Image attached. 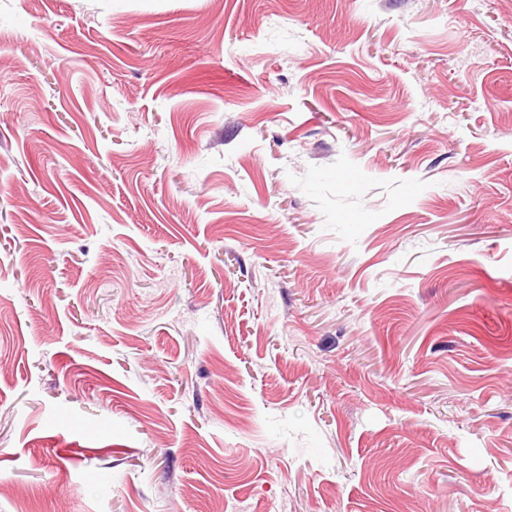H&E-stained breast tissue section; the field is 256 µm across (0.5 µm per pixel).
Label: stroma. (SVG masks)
<instances>
[{
    "label": "stroma",
    "mask_w": 512,
    "mask_h": 512,
    "mask_svg": "<svg viewBox=\"0 0 512 512\" xmlns=\"http://www.w3.org/2000/svg\"><path fill=\"white\" fill-rule=\"evenodd\" d=\"M0 512H512V0H0Z\"/></svg>",
    "instance_id": "1"
}]
</instances>
